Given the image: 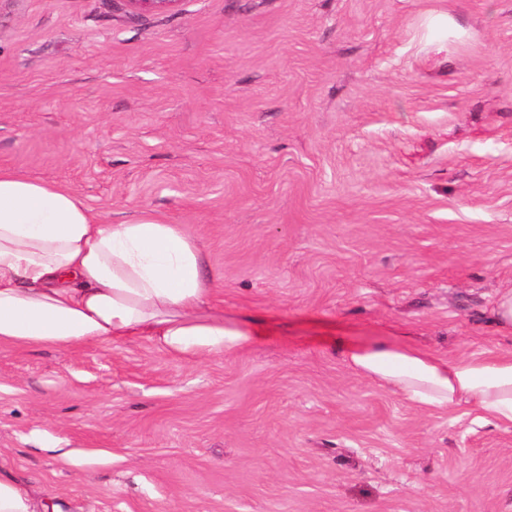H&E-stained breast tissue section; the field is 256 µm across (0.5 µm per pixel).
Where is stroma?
<instances>
[{"instance_id":"1","label":"stroma","mask_w":512,"mask_h":512,"mask_svg":"<svg viewBox=\"0 0 512 512\" xmlns=\"http://www.w3.org/2000/svg\"><path fill=\"white\" fill-rule=\"evenodd\" d=\"M0 167L203 248L235 354L0 347L47 512H512V425L344 346L512 352V0H0ZM183 0H121L131 15L164 14L173 11ZM496 324L501 331L512 333V289L500 292L496 302Z\"/></svg>"}]
</instances>
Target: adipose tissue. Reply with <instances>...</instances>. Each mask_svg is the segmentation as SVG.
<instances>
[{
	"mask_svg": "<svg viewBox=\"0 0 512 512\" xmlns=\"http://www.w3.org/2000/svg\"><path fill=\"white\" fill-rule=\"evenodd\" d=\"M207 261L182 225L101 223L69 187L0 168V346L77 348L146 338L191 360L249 347L215 308ZM358 375L415 407L463 405L512 425V353L439 357L377 342L343 352Z\"/></svg>",
	"mask_w": 512,
	"mask_h": 512,
	"instance_id": "obj_1",
	"label": "adipose tissue"
}]
</instances>
